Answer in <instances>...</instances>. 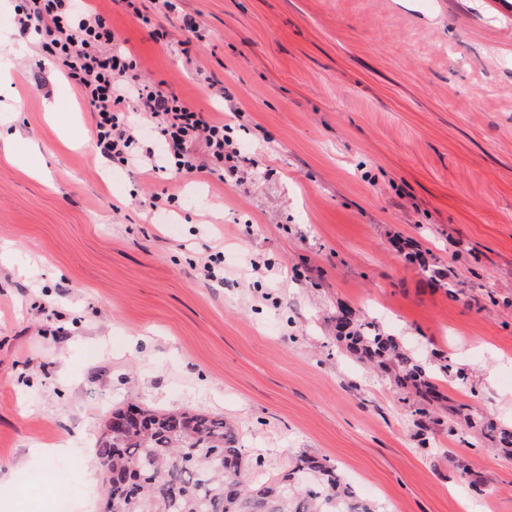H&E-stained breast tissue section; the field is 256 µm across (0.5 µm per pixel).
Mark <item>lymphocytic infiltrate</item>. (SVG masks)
I'll return each mask as SVG.
<instances>
[{"label":"lymphocytic infiltrate","instance_id":"lymphocytic-infiltrate-1","mask_svg":"<svg viewBox=\"0 0 512 512\" xmlns=\"http://www.w3.org/2000/svg\"><path fill=\"white\" fill-rule=\"evenodd\" d=\"M16 23L20 33L37 34L43 51L59 66L93 112L95 146L111 159H152L153 149L140 146L137 126L123 106L135 103L153 124L173 164L175 175L204 174L224 178L229 151L223 121L192 109L163 84L146 82L131 51L103 52L102 44L114 41L107 18L78 0H22ZM207 153L211 164L200 161Z\"/></svg>","mask_w":512,"mask_h":512}]
</instances>
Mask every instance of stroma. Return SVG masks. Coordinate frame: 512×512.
Listing matches in <instances>:
<instances>
[{
  "mask_svg": "<svg viewBox=\"0 0 512 512\" xmlns=\"http://www.w3.org/2000/svg\"><path fill=\"white\" fill-rule=\"evenodd\" d=\"M173 2L149 28L89 0L146 81L228 121L224 184L104 162L91 112L62 73L35 82L40 47L0 0V133L41 147L36 173L0 147V512L62 495L104 512L90 449L130 403L224 416L260 479L329 459L375 512H512L511 456L462 423L422 439L336 341L340 309L363 311L463 369L448 405L512 426V0ZM186 17L203 35L187 51ZM219 246L220 282L201 268ZM56 442L52 465L27 460Z\"/></svg>",
  "mask_w": 512,
  "mask_h": 512,
  "instance_id": "1",
  "label": "stroma"
}]
</instances>
